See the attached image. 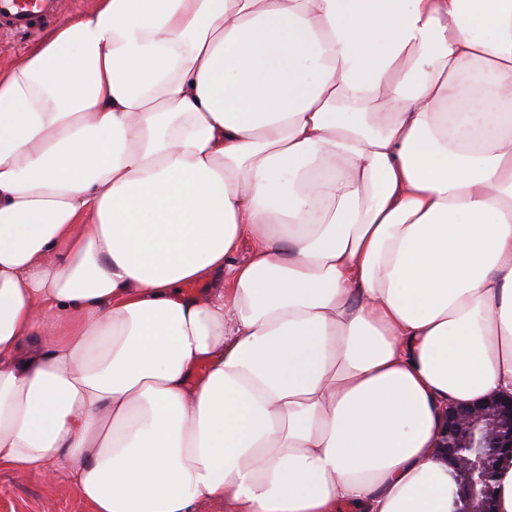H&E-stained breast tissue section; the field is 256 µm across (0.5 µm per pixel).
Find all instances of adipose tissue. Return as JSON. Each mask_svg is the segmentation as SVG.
<instances>
[{
	"instance_id": "adipose-tissue-1",
	"label": "adipose tissue",
	"mask_w": 512,
	"mask_h": 512,
	"mask_svg": "<svg viewBox=\"0 0 512 512\" xmlns=\"http://www.w3.org/2000/svg\"><path fill=\"white\" fill-rule=\"evenodd\" d=\"M491 393L512 0H96L0 68V466L94 512H457L443 414Z\"/></svg>"
}]
</instances>
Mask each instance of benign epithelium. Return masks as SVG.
<instances>
[{
	"mask_svg": "<svg viewBox=\"0 0 512 512\" xmlns=\"http://www.w3.org/2000/svg\"><path fill=\"white\" fill-rule=\"evenodd\" d=\"M438 447L446 450L457 472L459 512H495L498 449L512 448V394L448 405Z\"/></svg>",
	"mask_w": 512,
	"mask_h": 512,
	"instance_id": "obj_1",
	"label": "benign epithelium"
}]
</instances>
